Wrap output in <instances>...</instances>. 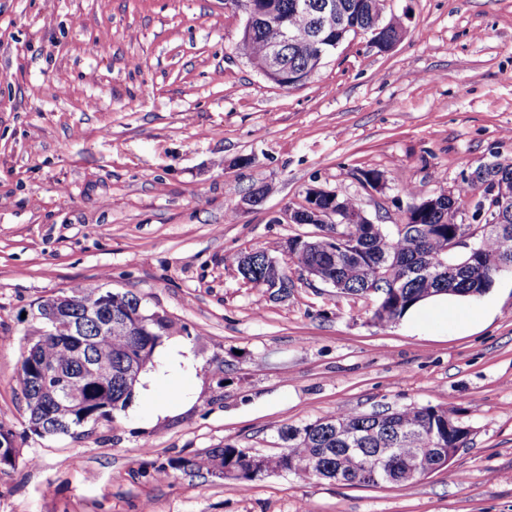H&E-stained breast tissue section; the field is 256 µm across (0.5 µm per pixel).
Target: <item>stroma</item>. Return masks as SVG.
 Segmentation results:
<instances>
[{"instance_id":"stroma-1","label":"stroma","mask_w":512,"mask_h":512,"mask_svg":"<svg viewBox=\"0 0 512 512\" xmlns=\"http://www.w3.org/2000/svg\"><path fill=\"white\" fill-rule=\"evenodd\" d=\"M383 10L404 27L392 50L349 36L285 89L239 51L245 17L224 0H0V424L18 449L0 512H512V275L447 324L379 327L372 299L296 269L283 299L237 271L315 233L278 221L307 188L393 235L399 183L433 196L512 161V0ZM78 284L132 293L170 329L140 376L151 395L40 437L20 361L38 303ZM421 405L455 409L472 440L407 485L278 473L244 491L151 467L227 444L274 455L283 426ZM310 195L311 189H308L304 200L305 203H315L322 209H332L336 210V212L339 211L340 216L336 218L337 221H340L344 214H358L362 211V208L356 198H340L337 195H326L318 198L315 202L310 198Z\"/></svg>"}]
</instances>
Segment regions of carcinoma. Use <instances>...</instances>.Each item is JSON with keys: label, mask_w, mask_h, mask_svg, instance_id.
<instances>
[{"label": "carcinoma", "mask_w": 512, "mask_h": 512, "mask_svg": "<svg viewBox=\"0 0 512 512\" xmlns=\"http://www.w3.org/2000/svg\"><path fill=\"white\" fill-rule=\"evenodd\" d=\"M226 2L246 17L238 44L242 54L258 57L268 43L288 35V70L303 77L314 67L316 50L307 47V28L295 8L296 0H263L262 7L272 11L259 13L253 9L256 0ZM341 2L350 24L346 34L372 29L369 0ZM402 32L400 22L391 17L381 32L382 40L390 46ZM474 172L477 179L463 178L451 191L448 202L437 207L415 198L410 187L401 186L413 202L395 236L386 234L380 224H320L310 242L291 238L281 250L288 251L289 262L296 269L319 274L345 294L373 298L371 321L381 327L399 321L411 305L432 295L482 296L501 273L512 270V202L502 206L487 196L496 181L512 186V162L483 163ZM315 202L322 209L342 215L362 211L355 198L326 195ZM458 211L468 213L471 223H456ZM489 211L496 213L503 224L496 231L479 234L477 229L487 225ZM461 237L472 239L473 251L457 254L453 243ZM272 258L270 249L258 248L239 274L254 287L277 281L279 290L286 294L293 281L285 269L273 266ZM62 297V302L52 296L39 303V320L59 315L64 321L85 323V349L99 369L112 373V384H85L82 401L75 403H57L30 386L35 363L59 369L65 375L81 370L85 355L69 338V330L58 329L54 334H38L23 354L19 385L27 401L29 423L42 426L49 436H76L82 417L93 414L107 418L112 411L126 407L170 324L135 325L133 315L138 312L140 299L125 292L119 302L112 304V326L101 334L87 318L99 305L100 289L77 286ZM465 428L454 410L431 405L387 408L370 414L339 411L303 427H282L279 437L284 448L267 460L271 472L291 473L302 480L334 481L339 476L349 486H368L373 477L386 473L393 483L404 484L427 475L448 455V449L468 447ZM412 448L421 449L426 460L414 475L405 473V459ZM255 457L257 454L248 448L226 444L167 465L161 463L154 470L161 477L168 476L170 467L204 471L233 481L246 491L257 478Z\"/></svg>", "instance_id": "1"}]
</instances>
